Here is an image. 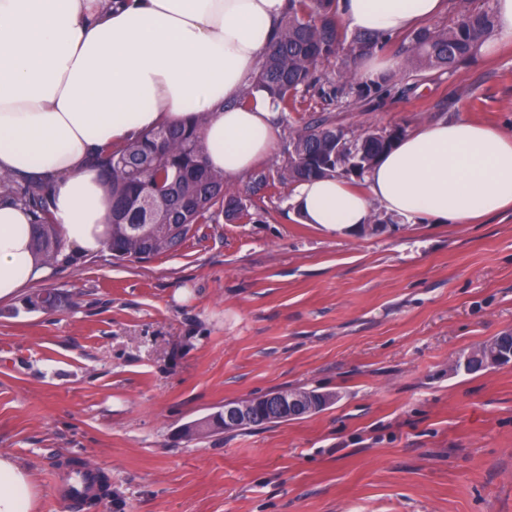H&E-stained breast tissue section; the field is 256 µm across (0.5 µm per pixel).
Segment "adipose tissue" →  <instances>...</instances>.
I'll return each mask as SVG.
<instances>
[{"mask_svg": "<svg viewBox=\"0 0 512 512\" xmlns=\"http://www.w3.org/2000/svg\"><path fill=\"white\" fill-rule=\"evenodd\" d=\"M350 28L397 33L442 0H339ZM287 0H0V174L49 186L63 255L103 247L112 217L95 160L103 148L205 112L211 167L236 180L276 139L268 96L235 99ZM359 191L344 178L298 183L302 223L353 230L370 208L438 224H473L512 208V135L467 119L420 125L383 155ZM32 216L0 199V301L45 277ZM28 475L0 457V512H32Z\"/></svg>", "mask_w": 512, "mask_h": 512, "instance_id": "obj_1", "label": "adipose tissue"}]
</instances>
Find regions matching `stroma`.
<instances>
[{
    "label": "stroma",
    "mask_w": 512,
    "mask_h": 512,
    "mask_svg": "<svg viewBox=\"0 0 512 512\" xmlns=\"http://www.w3.org/2000/svg\"><path fill=\"white\" fill-rule=\"evenodd\" d=\"M390 95L310 89L290 127L414 130L464 117L512 134V42L453 74L394 72ZM234 190L250 216L197 225L147 262L59 263L0 304V457L34 512H512V365L449 373L512 333V210L378 233L304 224L290 189ZM306 388L323 411L186 436L228 401Z\"/></svg>",
    "instance_id": "35a3bbf8"
}]
</instances>
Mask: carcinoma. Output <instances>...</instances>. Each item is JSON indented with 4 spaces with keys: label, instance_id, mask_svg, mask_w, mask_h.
<instances>
[{
    "label": "carcinoma",
    "instance_id": "obj_1",
    "mask_svg": "<svg viewBox=\"0 0 512 512\" xmlns=\"http://www.w3.org/2000/svg\"><path fill=\"white\" fill-rule=\"evenodd\" d=\"M495 29L493 8H464L448 27L421 26L406 35V54L419 72H453L472 58L478 40ZM392 35L348 32L339 14V0H288L269 48L261 55L243 86L238 102L262 92L282 112H295L305 102L304 89L321 81V71L343 54L355 58L385 48ZM392 77L361 82L341 69L321 95L329 100L356 97L381 100L390 92ZM207 114L166 123L122 145L110 146L98 157L104 186L112 195V222L104 248L117 259L144 262L177 250L197 224H216L249 217L239 195L227 189L224 171L206 159L202 130ZM406 134V127L350 129L320 118L290 131L286 156L268 172L248 176L256 188L276 190L328 176H340L357 186L382 153ZM0 196L26 206L33 215V245L49 267L59 263L62 242L51 220L49 197L42 182L19 185L0 175Z\"/></svg>",
    "mask_w": 512,
    "mask_h": 512
}]
</instances>
